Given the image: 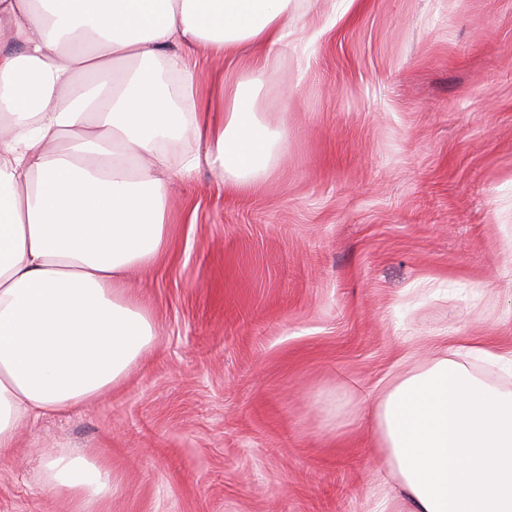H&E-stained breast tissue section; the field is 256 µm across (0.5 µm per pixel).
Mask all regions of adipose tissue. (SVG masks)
I'll list each match as a JSON object with an SVG mask.
<instances>
[{"label": "adipose tissue", "instance_id": "1", "mask_svg": "<svg viewBox=\"0 0 512 512\" xmlns=\"http://www.w3.org/2000/svg\"><path fill=\"white\" fill-rule=\"evenodd\" d=\"M293 0H0V458L35 419L121 382L154 341L128 275L167 251L172 176L201 167L234 191L262 185L288 147L257 95L287 45ZM236 63L200 83V53ZM202 152L171 168L164 146ZM439 355L378 391L375 448L398 484L380 512H512V392L438 336ZM45 483L97 512L117 479L66 449Z\"/></svg>", "mask_w": 512, "mask_h": 512}]
</instances>
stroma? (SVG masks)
Here are the masks:
<instances>
[{
    "instance_id": "35a3bbf8",
    "label": "stroma",
    "mask_w": 512,
    "mask_h": 512,
    "mask_svg": "<svg viewBox=\"0 0 512 512\" xmlns=\"http://www.w3.org/2000/svg\"><path fill=\"white\" fill-rule=\"evenodd\" d=\"M294 0L259 94L266 183L173 185L168 252L130 282L151 349L21 430L0 512H71L61 448L118 479L100 512H375L371 397L430 337L512 349V0Z\"/></svg>"
}]
</instances>
